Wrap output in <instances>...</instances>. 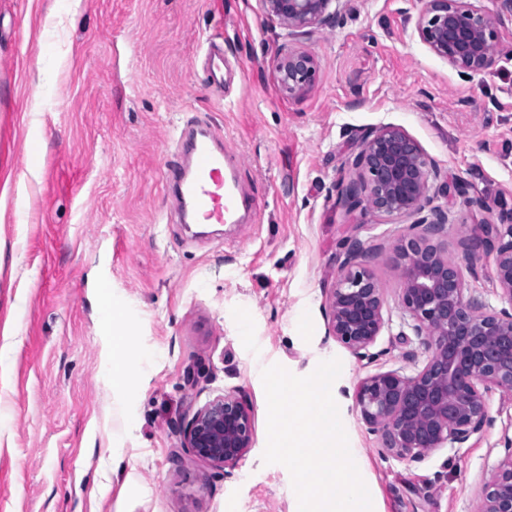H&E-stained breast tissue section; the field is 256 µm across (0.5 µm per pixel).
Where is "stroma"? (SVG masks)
I'll list each match as a JSON object with an SVG mask.
<instances>
[{
	"mask_svg": "<svg viewBox=\"0 0 512 512\" xmlns=\"http://www.w3.org/2000/svg\"><path fill=\"white\" fill-rule=\"evenodd\" d=\"M500 59L463 77L419 40V0H349L304 41L314 86L292 97L287 49L259 0H0V512H298L291 476L264 464L263 368L298 376L339 358L332 386L373 512H474L512 432V395L462 447L405 462L357 414L359 379L400 366L396 240L409 220L336 202L362 131L413 136L464 197L438 199V241L465 264L475 224L512 222V12ZM224 47V88L200 59ZM218 128L253 201L252 221L181 224L162 172L176 131ZM34 162L21 164L30 141ZM358 240L389 325L374 362L329 336L342 247ZM112 280V298L101 284ZM130 314L134 392L112 384L114 309ZM229 389L254 411V443L231 472L181 445L188 408ZM110 485L99 497V485Z\"/></svg>",
	"mask_w": 512,
	"mask_h": 512,
	"instance_id": "stroma-1",
	"label": "stroma"
}]
</instances>
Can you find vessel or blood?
<instances>
[{
    "label": "vessel or blood",
    "instance_id": "vessel-or-blood-1",
    "mask_svg": "<svg viewBox=\"0 0 512 512\" xmlns=\"http://www.w3.org/2000/svg\"><path fill=\"white\" fill-rule=\"evenodd\" d=\"M177 149L181 165L173 172L183 222L236 224L248 200L238 183L227 177L230 157L214 131L197 135L182 131Z\"/></svg>",
    "mask_w": 512,
    "mask_h": 512
}]
</instances>
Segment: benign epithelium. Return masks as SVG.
Wrapping results in <instances>:
<instances>
[{
    "mask_svg": "<svg viewBox=\"0 0 512 512\" xmlns=\"http://www.w3.org/2000/svg\"><path fill=\"white\" fill-rule=\"evenodd\" d=\"M262 10L293 40L310 39L337 16L341 0H260ZM415 22L429 50L461 73L495 65L499 17L470 0H420ZM317 62L303 47H288L274 60L276 79L290 95L312 85ZM353 176L336 183L337 203L409 218L396 244L398 303L409 332L407 365L359 381L353 399L361 420L379 437L381 449L421 462L442 448H459L490 425L488 395L512 394V224H481L492 257L493 280L509 307L490 308L466 296L461 267L432 238L448 223L430 206L435 197H464L466 186L441 178L436 162L406 130L383 125L364 130L357 153L345 161ZM386 300L365 264L359 243L345 247L329 307V333L358 359L371 360L386 326ZM426 356L419 359L418 349ZM182 447L199 458L233 469L249 452L254 421L244 395L232 390L189 410L182 420ZM503 458L481 492L475 512H512V435H503Z\"/></svg>",
    "mask_w": 512,
    "mask_h": 512,
    "instance_id": "benign-epithelium-1",
    "label": "benign epithelium"
}]
</instances>
